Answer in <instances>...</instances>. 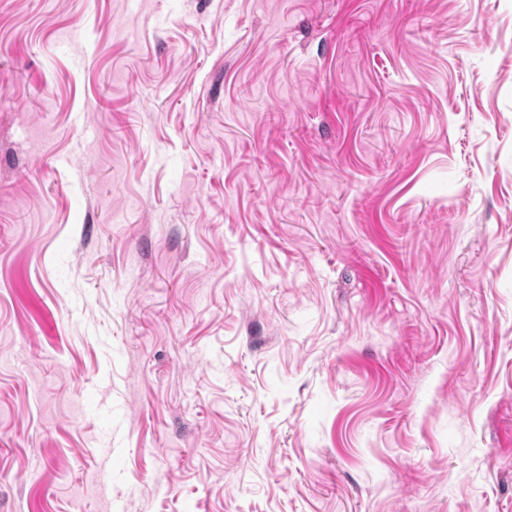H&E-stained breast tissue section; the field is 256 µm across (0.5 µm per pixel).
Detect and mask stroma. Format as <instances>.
Listing matches in <instances>:
<instances>
[{
	"label": "stroma",
	"instance_id": "obj_1",
	"mask_svg": "<svg viewBox=\"0 0 512 512\" xmlns=\"http://www.w3.org/2000/svg\"><path fill=\"white\" fill-rule=\"evenodd\" d=\"M0 512H512V0H0Z\"/></svg>",
	"mask_w": 512,
	"mask_h": 512
}]
</instances>
